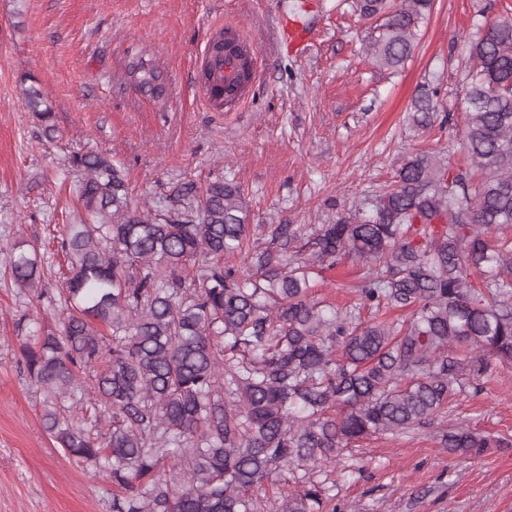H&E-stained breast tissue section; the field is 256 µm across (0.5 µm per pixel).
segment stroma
<instances>
[{"label": "stroma", "instance_id": "obj_1", "mask_svg": "<svg viewBox=\"0 0 512 512\" xmlns=\"http://www.w3.org/2000/svg\"><path fill=\"white\" fill-rule=\"evenodd\" d=\"M353 0H0V249L19 240L45 255L41 288L23 294L0 261V512H112V485L70 459L44 431V396L20 368L22 315L58 324L67 259L57 239L82 206L68 159L109 155L135 203L162 210L175 186L231 179L257 224H325L390 181L398 158L430 151L459 162L469 44L512 0H435L404 66L374 65L379 19ZM300 14L316 32L303 56L281 53L270 21ZM239 30L258 50L241 107L206 96L202 56L219 30ZM142 57L161 67L157 99L129 85ZM438 90L428 131L407 121L424 86ZM53 112L46 137L25 88ZM362 266L324 270L318 299L353 302ZM512 441V363L493 361L431 426L365 438L327 466L328 498L348 512H512V449L477 459L450 455L455 424Z\"/></svg>", "mask_w": 512, "mask_h": 512}]
</instances>
